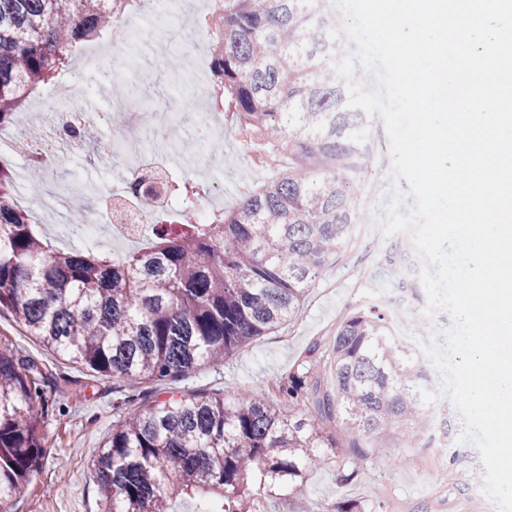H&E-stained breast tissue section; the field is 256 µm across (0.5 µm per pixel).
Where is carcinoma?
<instances>
[{"label": "carcinoma", "instance_id": "carcinoma-1", "mask_svg": "<svg viewBox=\"0 0 512 512\" xmlns=\"http://www.w3.org/2000/svg\"><path fill=\"white\" fill-rule=\"evenodd\" d=\"M329 0H224V43L211 77L244 133L275 170L208 224H158L116 263L105 249L53 247L17 200L0 160V308L45 348L101 376L140 383L182 376L292 319L326 260L348 243L371 158L359 150L367 114L324 27ZM112 31V0H0V128L38 89L55 85L79 47ZM336 398L319 418L285 416L246 395L154 400L130 409L93 460L107 512H170L182 500L219 512H268L310 469L345 467L324 421L345 432L411 442L426 423L411 347L378 306L336 329ZM34 367L0 347V502L45 455L32 401Z\"/></svg>", "mask_w": 512, "mask_h": 512}]
</instances>
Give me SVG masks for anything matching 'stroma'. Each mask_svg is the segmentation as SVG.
Returning a JSON list of instances; mask_svg holds the SVG:
<instances>
[{
    "mask_svg": "<svg viewBox=\"0 0 512 512\" xmlns=\"http://www.w3.org/2000/svg\"><path fill=\"white\" fill-rule=\"evenodd\" d=\"M187 32L185 23L169 18L167 24L156 27L152 39L126 49L127 60L135 64L127 73L118 67L86 70L73 65L71 111H112L114 80L121 75L135 85L162 81L168 48L183 42ZM178 84L191 87L190 73L182 72L177 84L163 83L158 94L144 101L148 112L155 115L144 135L146 153L151 160L168 161L174 145H197L210 164L212 181L225 207H234L236 182L252 174L247 163L250 146L231 132L220 138L205 137L199 112H175L172 100ZM112 135L106 125L89 127L84 143L58 145V162L36 172L28 158L14 149V131L8 128L0 134V159L12 167L20 186L37 185L46 203L60 183L75 175L93 187H119L123 157L117 153L103 156L94 150L95 144ZM391 183L388 136L382 130L365 182L375 202L362 212L361 223L375 228L383 218ZM411 262L403 235L387 237L375 229L356 246H344L326 261L292 320L226 357L221 365L204 364L186 376L146 387L117 376L98 375L45 349L9 311L0 312V345L12 346L33 360L40 373V395L32 407L45 436L41 466L31 482L14 491L8 512H105L92 461L127 403L141 405L146 396L165 400L218 391L262 399L286 415L314 412L313 402L292 405L279 388L294 374L305 383H319L321 390L334 391L329 363L336 327L344 318L378 303L386 308L389 327L398 337L450 326L446 312L426 315L422 281L395 276L396 268ZM462 431L463 423L453 410L439 422L429 423L411 444L395 438L346 435L336 420H329L326 432L337 441L338 455L346 470L353 472V479L342 482L335 469H313L302 485L272 505L271 512H324L347 498L361 501L367 512H472L474 490L485 484L484 467L477 449L460 442Z\"/></svg>",
    "mask_w": 512,
    "mask_h": 512,
    "instance_id": "35a3bbf8",
    "label": "stroma"
}]
</instances>
